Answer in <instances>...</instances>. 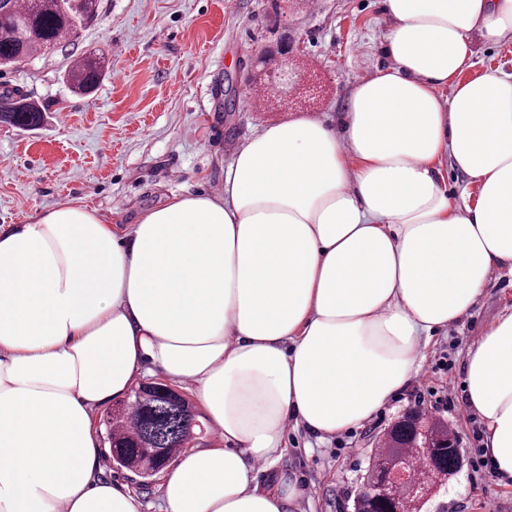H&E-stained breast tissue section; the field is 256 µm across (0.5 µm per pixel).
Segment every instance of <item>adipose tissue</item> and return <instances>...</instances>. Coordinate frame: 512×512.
I'll list each match as a JSON object with an SVG mask.
<instances>
[{"instance_id":"obj_1","label":"adipose tissue","mask_w":512,"mask_h":512,"mask_svg":"<svg viewBox=\"0 0 512 512\" xmlns=\"http://www.w3.org/2000/svg\"><path fill=\"white\" fill-rule=\"evenodd\" d=\"M382 5L390 65L338 123L254 134L223 195L173 197L128 232L79 203L0 227V512H143L103 479L93 418L155 374L216 432L162 474L164 512H297L287 424L359 426L512 273V73L470 74L477 40L512 34V0ZM448 163L475 203L450 202ZM465 379L512 479V308Z\"/></svg>"}]
</instances>
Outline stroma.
Wrapping results in <instances>:
<instances>
[{"label":"stroma","instance_id":"1","mask_svg":"<svg viewBox=\"0 0 512 512\" xmlns=\"http://www.w3.org/2000/svg\"><path fill=\"white\" fill-rule=\"evenodd\" d=\"M270 2L99 0L98 18L71 45L0 66V88L43 111L35 128L0 122V226L80 202L128 227L172 197L223 193L224 173L248 137L277 123L336 119L354 84L389 65L381 0H312L278 18ZM283 37L302 42L295 61L311 79L281 110L250 106L254 59ZM90 52L104 54L110 69L94 92L78 94L67 70ZM511 306L512 273L504 271L467 317L432 334L420 375L369 420L324 443L287 428L281 465L304 489L301 512H353L381 436L416 397L431 405L451 391L455 405L442 418L464 465L434 512H512V484L473 467L485 432L464 410L467 348Z\"/></svg>","mask_w":512,"mask_h":512}]
</instances>
